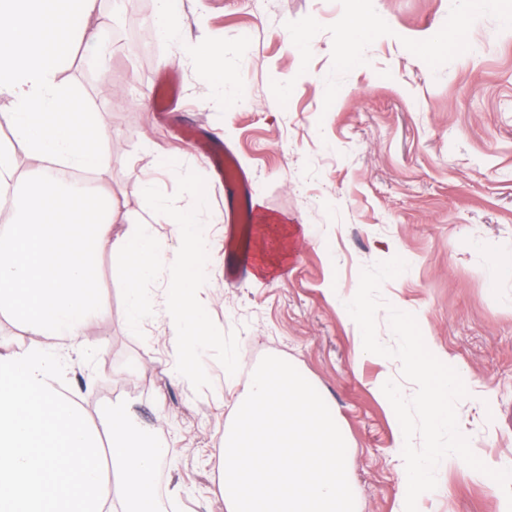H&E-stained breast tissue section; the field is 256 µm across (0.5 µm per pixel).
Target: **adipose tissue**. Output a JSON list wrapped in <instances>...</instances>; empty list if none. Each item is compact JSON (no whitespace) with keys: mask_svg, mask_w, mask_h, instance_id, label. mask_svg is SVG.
Masks as SVG:
<instances>
[{"mask_svg":"<svg viewBox=\"0 0 512 512\" xmlns=\"http://www.w3.org/2000/svg\"><path fill=\"white\" fill-rule=\"evenodd\" d=\"M92 2L0 0V91L14 105V140L0 145V192L12 193L11 222L0 227V318L20 322L30 338L0 353V512H108L115 503L121 512H157V471L167 442L122 406L88 423L78 392L65 386L72 354L90 348L94 324L109 312L99 288L102 243H111L120 258L131 328L151 309L147 283L168 266L164 314L179 376L200 373L184 365L185 355L221 341L201 299L211 226L204 189L186 206L142 181L171 228L167 244L149 224L113 237L111 198L64 190L53 172L39 171L21 191L13 189L19 150L69 170L96 171L105 162L104 127L58 78L73 23ZM223 58V45L206 40L176 55L180 65L206 70L219 85Z\"/></svg>","mask_w":512,"mask_h":512,"instance_id":"obj_1","label":"adipose tissue"}]
</instances>
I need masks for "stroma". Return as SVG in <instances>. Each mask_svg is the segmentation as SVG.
<instances>
[{
  "mask_svg": "<svg viewBox=\"0 0 512 512\" xmlns=\"http://www.w3.org/2000/svg\"><path fill=\"white\" fill-rule=\"evenodd\" d=\"M360 8V0H182L183 40L223 43L224 73L243 79V103L205 94L207 76L169 64L174 45L164 35L134 66L105 53L112 0H96L80 21L65 82L110 133L94 184L112 196L113 236L154 224L134 167L166 197L205 185L209 213L223 217L224 181L209 162L216 142L248 174L253 215L310 235L258 278L256 243L273 250L278 237L248 224L244 276L229 285L226 229L214 225L206 297L224 343L205 351L204 372L192 379L174 375L166 269L148 283L153 315L135 330L112 249L99 252L112 312L95 324L93 350L75 358L71 385L86 414L125 406L168 442L160 512H225L216 480L231 404L267 355L292 363L325 399L347 440L357 512H401L400 439L377 384L397 381L407 397L416 387L397 359L363 353L340 309L363 268L395 256L408 268L381 287L379 340L395 343L389 308L415 315L428 349L467 376L469 395L456 410L472 450L495 469L512 461V267L494 263L512 250V28L504 24L512 0H372L379 27L360 47L365 62L344 65L341 23ZM301 31L313 42L305 53L285 38ZM441 33L447 50L424 54ZM159 99L169 112H156ZM148 143L177 159L180 173L153 168ZM154 226L169 238L167 225ZM228 353L246 361L230 382ZM436 477L418 512H503L491 478L462 460Z\"/></svg>",
  "mask_w": 512,
  "mask_h": 512,
  "instance_id": "obj_1",
  "label": "stroma"
}]
</instances>
